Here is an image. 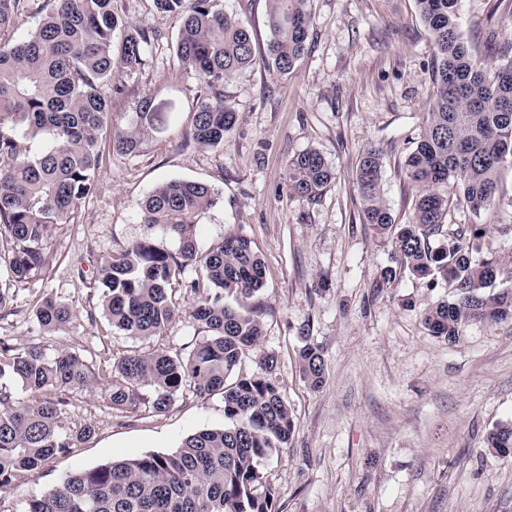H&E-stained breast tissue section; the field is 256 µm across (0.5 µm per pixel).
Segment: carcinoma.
Returning <instances> with one entry per match:
<instances>
[{
  "label": "carcinoma",
  "instance_id": "cac0c4a2",
  "mask_svg": "<svg viewBox=\"0 0 512 512\" xmlns=\"http://www.w3.org/2000/svg\"><path fill=\"white\" fill-rule=\"evenodd\" d=\"M19 2L0 0V238L14 244L10 276L25 279L52 269L42 244L52 225L88 194L99 168L100 135L109 112L103 87L141 64L150 35L144 27L127 25L115 12L114 0H52L54 7L35 32L12 42L4 34ZM184 2L156 0L160 10L183 14L177 59L208 89L191 135L196 143L215 147L237 120L219 87L252 64L253 38L234 17L213 10L211 0H194L186 13ZM268 2L269 60L285 75L305 52L312 18L307 0ZM458 2L416 0L433 39L435 65L423 133L405 161L417 191L410 221H392L377 151L366 150L355 171L366 222L392 237L398 263L419 278L456 288L455 301L440 302L423 314L432 335L450 342L472 319L512 318V289L495 290V263L474 257L487 225L437 237L452 209L466 207L477 215L495 206L501 171L512 164V59L489 71L459 34ZM117 31L122 34L118 57L112 51ZM6 120L23 124L33 137L50 136V145L33 156L20 154ZM154 121L146 101L127 128L112 132L114 148L135 152ZM335 179L336 170L316 149L288 166L290 189L309 200ZM214 202L204 183L157 185L142 202V221L163 225L177 250L145 239L101 262L102 306L113 328L135 338L166 330L182 315L171 284L191 266L196 277L181 287L194 297L189 317L206 333L186 359L133 353L113 363L107 395L113 408L132 409L140 402L137 387L146 385L153 410L162 414L187 386L199 396L219 392L229 425L187 437L172 454L148 453L70 474L56 488L30 498L23 512H280L276 489L260 469L271 452L288 446L294 430L275 379L276 356H261L258 375H236L262 336L259 305L251 300L262 289L264 264L244 238L199 250L196 217ZM226 295L234 303H226ZM34 318L41 328L55 331L70 323L72 312L46 299ZM299 361L304 381L312 389L320 387L326 371L323 351L306 343ZM6 372L31 392L79 388L94 380L91 368L75 354L49 359L37 347L15 353L0 343V375ZM61 415L58 402L24 403L0 391V488L72 447V437L60 431ZM486 448L512 455V420L489 430Z\"/></svg>",
  "mask_w": 512,
  "mask_h": 512
}]
</instances>
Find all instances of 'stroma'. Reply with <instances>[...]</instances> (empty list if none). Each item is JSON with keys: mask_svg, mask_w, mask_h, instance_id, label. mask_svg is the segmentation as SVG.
<instances>
[{"mask_svg": "<svg viewBox=\"0 0 512 512\" xmlns=\"http://www.w3.org/2000/svg\"><path fill=\"white\" fill-rule=\"evenodd\" d=\"M214 2L251 29L256 57L222 88L237 114L223 145L202 147L191 137L201 83L176 57L180 18L159 12L154 0H115L116 10L152 37L139 69L108 93L97 179L53 226L49 272L8 278L11 247L0 241V288L10 297L0 341L17 353L33 346L49 358L74 353L97 378L45 392L63 403L62 432L86 425L93 432L1 488L0 512H20L27 499L76 471L171 453L190 435L224 428L219 394L184 389L159 415L149 387L132 410L114 409L104 391L120 358L185 357L203 337L184 316L160 335L133 338L111 328L101 305L102 258L145 238L175 249L162 226L141 218L145 196L171 179L207 184L217 195L196 219L200 249L243 237L265 266L263 336L241 371L259 373L261 353L277 358L295 430L261 469L281 512H512V457L491 454L484 443L495 424L512 420V320L471 322L453 344L431 335L423 313L453 300V288L397 267L390 238L366 224L354 188L361 154L377 149L392 219L410 220L416 192L404 163L422 133L435 61L416 0H309L307 50L285 75L267 63V0ZM458 9L460 34L489 68L512 57V0H460ZM146 99L159 117L154 130L137 152L114 150L112 130L126 128ZM313 148L336 179L311 201L289 191L288 164ZM475 223L488 227L480 255L499 262L497 288H512V214L462 208L443 229ZM47 298L71 308L63 330L36 323L33 311ZM306 341L326 361L316 390L299 369Z\"/></svg>", "mask_w": 512, "mask_h": 512, "instance_id": "35a3bbf8", "label": "stroma"}]
</instances>
